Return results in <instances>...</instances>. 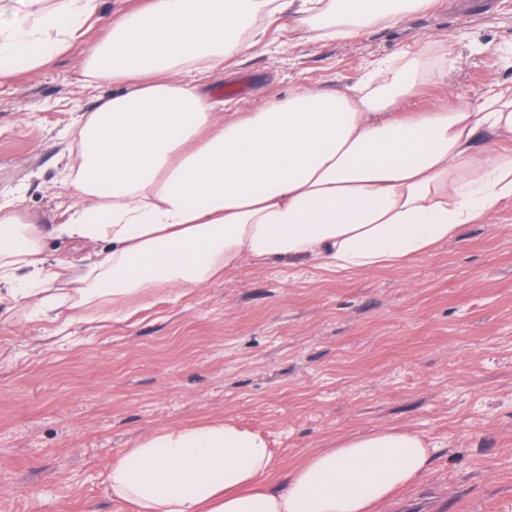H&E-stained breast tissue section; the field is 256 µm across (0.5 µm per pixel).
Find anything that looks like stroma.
Instances as JSON below:
<instances>
[{"label": "stroma", "instance_id": "35a3bbf8", "mask_svg": "<svg viewBox=\"0 0 512 512\" xmlns=\"http://www.w3.org/2000/svg\"><path fill=\"white\" fill-rule=\"evenodd\" d=\"M267 45L197 82L221 112H252L305 83L336 89L374 62L450 40L442 77L407 112L480 104L512 85V0H437L348 41H313L290 13ZM74 43L48 66L0 81V193L19 192L47 265H81L59 238L56 184L77 114L111 95ZM74 312L69 326L0 303V512H129L108 466L144 437L204 418L262 433L278 469L337 437L392 426L439 451L378 512H512V200L400 267L339 275L308 261L249 264L178 302L165 286Z\"/></svg>", "mask_w": 512, "mask_h": 512}]
</instances>
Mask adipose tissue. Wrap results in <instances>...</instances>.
Returning <instances> with one entry per match:
<instances>
[{"mask_svg": "<svg viewBox=\"0 0 512 512\" xmlns=\"http://www.w3.org/2000/svg\"><path fill=\"white\" fill-rule=\"evenodd\" d=\"M432 0H149L112 22L83 61L120 85L71 128L59 236L94 249L49 267L42 232L0 198V281L43 314L120 303L163 283L182 297L250 260L309 258L339 274L397 267L512 199V87L478 106H401L438 72L427 53L376 63L336 90L300 85L256 112L221 114L187 75L261 45L291 12L317 40L426 11ZM100 0H0V79L51 63L98 20ZM435 454L407 427L340 437L275 472L266 439L226 418L152 433L109 467L137 512H373Z\"/></svg>", "mask_w": 512, "mask_h": 512, "instance_id": "adipose-tissue-1", "label": "adipose tissue"}]
</instances>
